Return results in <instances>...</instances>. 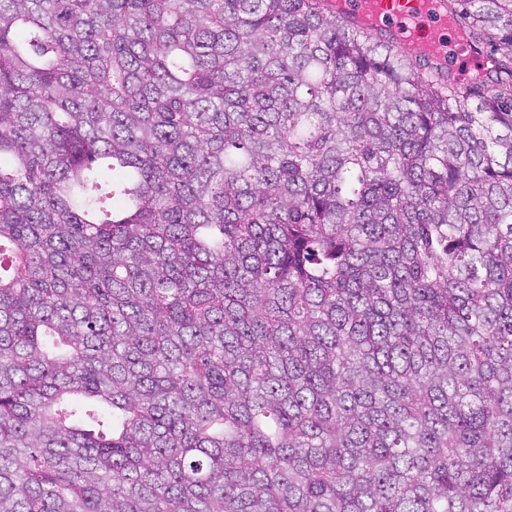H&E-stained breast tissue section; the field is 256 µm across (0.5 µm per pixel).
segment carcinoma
I'll return each instance as SVG.
<instances>
[{
  "label": "carcinoma",
  "instance_id": "1",
  "mask_svg": "<svg viewBox=\"0 0 512 512\" xmlns=\"http://www.w3.org/2000/svg\"><path fill=\"white\" fill-rule=\"evenodd\" d=\"M508 50L325 0H0V512H512Z\"/></svg>",
  "mask_w": 512,
  "mask_h": 512
}]
</instances>
